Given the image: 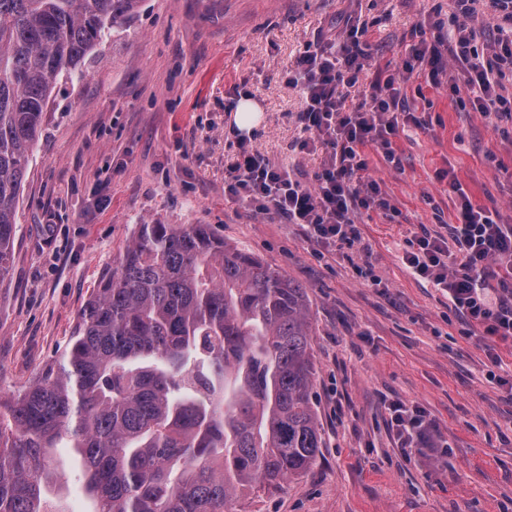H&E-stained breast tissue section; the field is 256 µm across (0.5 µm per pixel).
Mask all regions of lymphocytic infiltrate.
<instances>
[{
	"label": "lymphocytic infiltrate",
	"mask_w": 512,
	"mask_h": 512,
	"mask_svg": "<svg viewBox=\"0 0 512 512\" xmlns=\"http://www.w3.org/2000/svg\"><path fill=\"white\" fill-rule=\"evenodd\" d=\"M464 21L450 34L412 45L403 67L413 73L424 67L433 86L444 85L449 64L467 75L464 85H448L452 96L466 95L473 111L512 125V0H488L500 18L498 46L480 55L475 34L466 18L476 12L478 0H454ZM362 30L347 24L342 42L307 44L288 71V84L299 87L303 106L298 119L306 134L301 150L325 149L329 161L303 182L288 170L269 163L254 148L250 137H239L237 152L226 169L224 192L251 207L253 212L273 213L287 223L301 226L315 243L355 245L361 240L358 219L370 206L389 209L377 180L359 181L366 170L363 147L383 149L391 164L399 159L391 136L400 128L426 127L427 122L407 108L400 91L401 76L376 79L368 99L348 102L346 88L359 83L367 57ZM449 186L458 198L457 222L449 234H424L409 242L405 259L414 274L432 279L446 292L455 310L483 331L484 337L512 342V224L498 212L473 206L458 181ZM398 445L408 451L419 447L432 422L426 413L400 402L388 407Z\"/></svg>",
	"instance_id": "1"
}]
</instances>
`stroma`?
I'll return each instance as SVG.
<instances>
[{
	"label": "stroma",
	"mask_w": 512,
	"mask_h": 512,
	"mask_svg": "<svg viewBox=\"0 0 512 512\" xmlns=\"http://www.w3.org/2000/svg\"><path fill=\"white\" fill-rule=\"evenodd\" d=\"M454 11V0H144L81 79H58L43 114L0 282V394L57 364L139 225L207 224L306 288L314 332L317 461L282 488L256 489L241 512H512V388L489 379L480 330L403 262L410 239L455 223L447 174L512 224V134L417 69L401 88L428 126L393 137L399 167L365 148L360 176L380 182L397 214L363 211L362 243L316 245L300 226L224 195L237 150L224 105L235 88L257 96L255 148L310 177L328 156L299 149L302 97L285 77L305 44L339 41L350 19L365 27L369 56L348 91L356 103L379 73L402 72L410 46ZM392 400L432 419L427 450L399 448ZM52 455L64 512H86L69 449Z\"/></svg>",
	"instance_id": "35a3bbf8"
}]
</instances>
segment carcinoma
I'll list each match as a JSON object with an SVG mask.
<instances>
[{
	"mask_svg": "<svg viewBox=\"0 0 512 512\" xmlns=\"http://www.w3.org/2000/svg\"><path fill=\"white\" fill-rule=\"evenodd\" d=\"M142 2L0 0V282L57 78ZM314 386L305 288L206 224H141L57 365L0 400V512H63L62 442L93 512H229L312 466Z\"/></svg>",
	"mask_w": 512,
	"mask_h": 512,
	"instance_id": "carcinoma-1",
	"label": "carcinoma"
}]
</instances>
